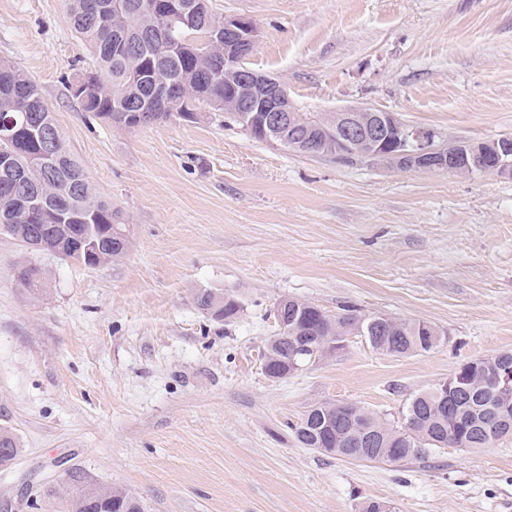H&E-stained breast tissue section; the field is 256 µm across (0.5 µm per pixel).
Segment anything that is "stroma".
<instances>
[{
	"label": "stroma",
	"mask_w": 512,
	"mask_h": 512,
	"mask_svg": "<svg viewBox=\"0 0 512 512\" xmlns=\"http://www.w3.org/2000/svg\"><path fill=\"white\" fill-rule=\"evenodd\" d=\"M259 37L247 62L295 107L367 105L435 145L512 136V0H209ZM0 60L38 83L67 147L120 210L128 251L96 267L0 234V512H65L68 475L132 492L144 512H512V436L422 459L348 460L300 444L316 403L399 422L461 364L512 351V176L388 169L254 140L199 105L131 130L69 85L91 54L65 0H0ZM49 271L34 300L18 261ZM233 295L230 323L195 297ZM284 297L328 314L436 326L429 352L361 336L281 380L263 369ZM21 443L18 436L6 427H0V467H9L18 458Z\"/></svg>",
	"instance_id": "1"
}]
</instances>
